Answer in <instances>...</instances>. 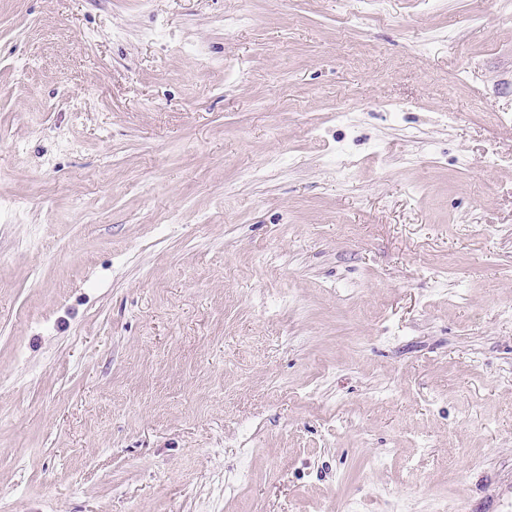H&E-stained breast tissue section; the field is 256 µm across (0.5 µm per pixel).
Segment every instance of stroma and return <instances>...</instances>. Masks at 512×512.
Masks as SVG:
<instances>
[{"label": "stroma", "mask_w": 512, "mask_h": 512, "mask_svg": "<svg viewBox=\"0 0 512 512\" xmlns=\"http://www.w3.org/2000/svg\"><path fill=\"white\" fill-rule=\"evenodd\" d=\"M0 512H512V10L0 0Z\"/></svg>", "instance_id": "35a3bbf8"}]
</instances>
